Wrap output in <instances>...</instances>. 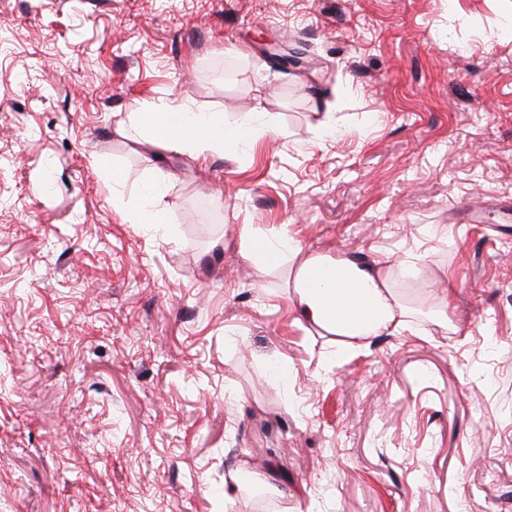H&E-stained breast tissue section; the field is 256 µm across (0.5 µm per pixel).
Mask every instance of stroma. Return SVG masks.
Here are the masks:
<instances>
[{"mask_svg":"<svg viewBox=\"0 0 512 512\" xmlns=\"http://www.w3.org/2000/svg\"><path fill=\"white\" fill-rule=\"evenodd\" d=\"M183 105L278 130L147 143ZM506 206L512 0H0V512H512ZM244 224L418 313L335 358ZM264 53L272 63L283 70L289 68H301L307 64L304 60L305 54L294 48L288 49L287 45L282 43H272L264 49ZM123 219L128 224H163L164 213L155 203L147 202L125 211Z\"/></svg>","mask_w":512,"mask_h":512,"instance_id":"stroma-1","label":"stroma"}]
</instances>
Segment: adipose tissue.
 Wrapping results in <instances>:
<instances>
[{
  "mask_svg": "<svg viewBox=\"0 0 512 512\" xmlns=\"http://www.w3.org/2000/svg\"><path fill=\"white\" fill-rule=\"evenodd\" d=\"M138 121L153 145L183 140L199 154L223 149L228 138L256 139L274 129L272 122L257 123L247 113L231 133L215 114L183 122L171 111L142 112ZM288 253L297 260L289 286L299 321L317 335L333 337L341 350L365 347L370 337L396 332L408 319L410 308L394 286L391 265L349 256H304L296 245Z\"/></svg>",
  "mask_w": 512,
  "mask_h": 512,
  "instance_id": "obj_1",
  "label": "adipose tissue"
}]
</instances>
